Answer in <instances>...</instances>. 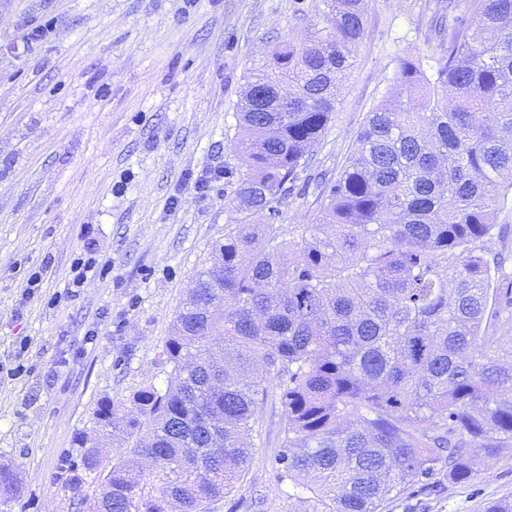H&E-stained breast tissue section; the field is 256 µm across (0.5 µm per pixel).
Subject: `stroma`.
<instances>
[{
	"mask_svg": "<svg viewBox=\"0 0 512 512\" xmlns=\"http://www.w3.org/2000/svg\"><path fill=\"white\" fill-rule=\"evenodd\" d=\"M319 0H0V464L22 476L0 512H60L63 456L102 441L96 410L137 416L132 397L165 387L164 346L195 271L239 220L236 103L274 44L316 21ZM443 0H366L365 32L333 119L279 203L285 235L317 223L320 176L336 175L402 59L431 65ZM47 34L30 40L33 28ZM490 253L512 281V196L494 206ZM94 242L96 268L73 286ZM41 272L31 286L32 272ZM244 482L215 512H299L278 482L281 411ZM512 499V447L477 478L415 487L381 512H485Z\"/></svg>",
	"mask_w": 512,
	"mask_h": 512,
	"instance_id": "stroma-1",
	"label": "stroma"
}]
</instances>
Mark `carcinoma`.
I'll return each instance as SVG.
<instances>
[{
    "mask_svg": "<svg viewBox=\"0 0 512 512\" xmlns=\"http://www.w3.org/2000/svg\"><path fill=\"white\" fill-rule=\"evenodd\" d=\"M324 4L322 27L248 77L243 220L180 302L167 386L133 396L144 420L119 430L110 404L96 412L134 445L64 463L71 507L211 512L244 480L270 398L278 481L310 493L304 512H380L418 483H468L512 447V342L489 335L512 328V298L497 302L485 248L492 206L512 194V0H465L440 19L434 73L402 60L324 183L319 222L286 239L275 203L326 133L364 34V0ZM17 487L1 465L0 503Z\"/></svg>",
    "mask_w": 512,
    "mask_h": 512,
    "instance_id": "cac0c4a2",
    "label": "carcinoma"
}]
</instances>
